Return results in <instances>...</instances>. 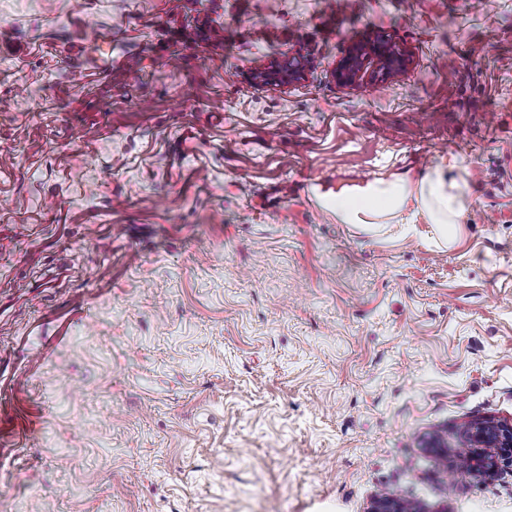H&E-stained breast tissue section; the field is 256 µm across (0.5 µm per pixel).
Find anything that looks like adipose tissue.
Returning a JSON list of instances; mask_svg holds the SVG:
<instances>
[{
	"instance_id": "ef3b65f1",
	"label": "adipose tissue",
	"mask_w": 512,
	"mask_h": 512,
	"mask_svg": "<svg viewBox=\"0 0 512 512\" xmlns=\"http://www.w3.org/2000/svg\"><path fill=\"white\" fill-rule=\"evenodd\" d=\"M445 171L440 165L415 183L379 180L329 189L317 198L343 224H386L413 202L444 235L449 225L459 223L463 213L459 195L448 191Z\"/></svg>"
}]
</instances>
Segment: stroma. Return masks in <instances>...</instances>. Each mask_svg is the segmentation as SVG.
I'll return each instance as SVG.
<instances>
[{"instance_id":"stroma-1","label":"stroma","mask_w":512,"mask_h":512,"mask_svg":"<svg viewBox=\"0 0 512 512\" xmlns=\"http://www.w3.org/2000/svg\"><path fill=\"white\" fill-rule=\"evenodd\" d=\"M383 36L406 68L339 83ZM448 161L444 240L315 198ZM477 421L512 424V0H0V512H512L511 465L457 471ZM306 61V57L300 54L298 56L289 58L288 61H284L278 65H275L271 69H265L264 71H261L260 74L264 82H287L303 75Z\"/></svg>"}]
</instances>
